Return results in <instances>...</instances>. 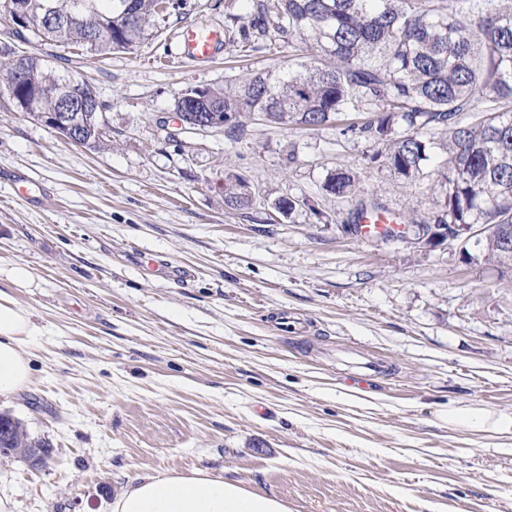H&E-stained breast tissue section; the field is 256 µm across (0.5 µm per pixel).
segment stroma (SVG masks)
<instances>
[{
  "label": "stroma",
  "mask_w": 512,
  "mask_h": 512,
  "mask_svg": "<svg viewBox=\"0 0 512 512\" xmlns=\"http://www.w3.org/2000/svg\"><path fill=\"white\" fill-rule=\"evenodd\" d=\"M155 35L99 57L59 46L104 104L112 145L72 144L0 95V263L42 326L25 346L32 383L0 396L51 454L0 455L12 512H107L136 480L210 469L288 512H512V440L448 424L456 407L512 414V272L479 249L418 248L347 231L357 202L419 223L436 182L408 184L346 133L251 117L181 131L178 97L281 66L288 48L242 51L253 0H173ZM218 31L205 63L180 58L186 29ZM360 172L357 199L325 193ZM252 207L224 205L225 175ZM28 176L46 197H17ZM297 202L288 215L271 204ZM305 329L284 334L281 312ZM384 362L366 387L339 354ZM358 177L349 170H336L327 175L322 190L342 198H351L356 194ZM1 277L11 288H29L34 283V275L31 269L22 263H10L4 267L0 264V281Z\"/></svg>",
  "instance_id": "stroma-1"
}]
</instances>
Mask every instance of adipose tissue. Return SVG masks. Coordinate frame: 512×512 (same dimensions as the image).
<instances>
[{
	"mask_svg": "<svg viewBox=\"0 0 512 512\" xmlns=\"http://www.w3.org/2000/svg\"><path fill=\"white\" fill-rule=\"evenodd\" d=\"M32 313L0 291V396L32 382L26 340L38 333ZM449 424L487 429L512 436V415L460 407L449 411ZM111 512H288L277 497L248 491L240 482L207 470L146 476L119 494Z\"/></svg>",
	"mask_w": 512,
	"mask_h": 512,
	"instance_id": "ef3b65f1",
	"label": "adipose tissue"
}]
</instances>
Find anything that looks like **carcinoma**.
<instances>
[{
  "instance_id": "carcinoma-1",
  "label": "carcinoma",
  "mask_w": 512,
  "mask_h": 512,
  "mask_svg": "<svg viewBox=\"0 0 512 512\" xmlns=\"http://www.w3.org/2000/svg\"><path fill=\"white\" fill-rule=\"evenodd\" d=\"M74 0H52L55 22L39 17L14 36L46 45L81 47L92 57L128 50L155 28L158 0H91L81 20ZM130 4L129 11L122 5ZM244 50L259 51L273 38L288 44V65L251 75L241 83L209 89L224 111L248 113L278 125L319 130L346 112H367L343 132L365 134L380 148L372 160L414 184L429 176L442 188L440 211L421 221L435 224L512 225V0H257L239 26ZM0 69L9 98L15 60ZM42 90L40 106L58 109L73 79L65 67L50 69L38 55L23 54ZM102 108L85 113L86 148L107 145ZM431 127L447 138L442 166L430 170ZM349 170L327 175L322 190L342 198L356 194ZM240 176L224 177V205L252 206ZM475 247L512 270V233L490 235ZM45 448L25 425L0 413V449L28 458Z\"/></svg>"
}]
</instances>
